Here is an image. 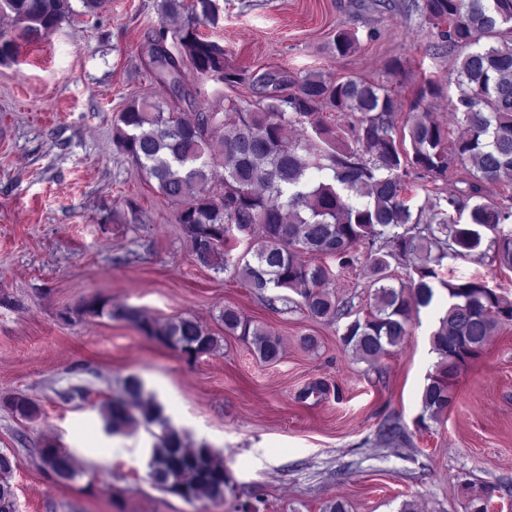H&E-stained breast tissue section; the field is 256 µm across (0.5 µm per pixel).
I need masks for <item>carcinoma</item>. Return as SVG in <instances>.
<instances>
[{"mask_svg":"<svg viewBox=\"0 0 512 512\" xmlns=\"http://www.w3.org/2000/svg\"><path fill=\"white\" fill-rule=\"evenodd\" d=\"M67 0H0L22 24L29 42L47 38L62 22ZM188 9L178 30L179 56L164 46V38L149 42V64L182 101L192 93L181 81L189 61L197 72L228 85L242 75L228 67L224 48L199 35L198 24L217 21L218 0H166V12ZM438 30L450 52H458L459 95L453 105L457 136L419 111L433 95L429 81L417 92L411 114L401 129L390 121L399 110L396 93L386 84L347 79L335 82L319 73L297 79L281 76L293 91L263 97L254 103L233 102L225 112H199L194 119L160 103L132 101L117 117L116 146L140 175L157 183L180 206L179 223L190 244L193 262L215 273L229 270L246 287L264 297L271 289H289L315 318H337L345 303L330 292L334 275L319 263H304L298 254L332 256L340 267L358 261L356 250L368 245L365 260L373 305L349 323L343 341L360 359L376 363L409 335L411 313L431 305L437 287L447 291V304L432 335L438 355L427 378L421 403L425 419L436 421L454 402L453 385L462 367L477 357L498 330L512 326V301L487 286L481 277L444 279L446 258L477 251L484 235L493 234L491 258L501 270L512 271V196L505 202L485 198L483 186L512 187V0H409ZM355 34L339 30L331 49L340 56L352 52ZM329 108L356 117L353 140L319 117ZM410 148H405V144ZM459 165L468 177L448 194L447 209L438 205L414 212L407 204L417 181H436ZM224 169L221 182L212 174ZM258 238L251 258H230L227 242L233 231ZM417 259L406 275L409 286H395L388 258ZM107 317L134 324L145 336L189 360L220 351L223 337L195 320L177 317L160 323L134 308H112L98 297L84 300L62 317ZM224 331L242 337L264 363L279 360L280 339L251 326L226 307L218 316ZM0 406L32 421L39 405L23 395L0 398ZM104 430L124 434L144 428L153 437L148 449V477L165 492L184 498L224 503V459L205 442L186 446L156 397L145 395L142 381L128 377L122 394L99 408ZM41 460L60 482L79 475L73 455L47 444ZM15 456L0 451V512H18L11 483Z\"/></svg>","mask_w":512,"mask_h":512,"instance_id":"obj_1","label":"carcinoma"}]
</instances>
